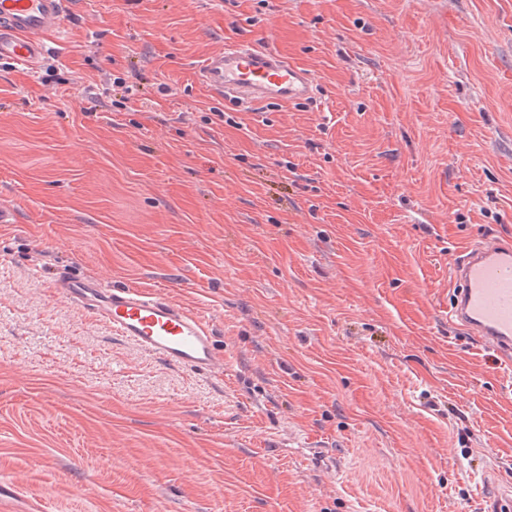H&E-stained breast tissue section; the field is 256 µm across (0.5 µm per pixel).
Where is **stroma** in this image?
Instances as JSON below:
<instances>
[{
    "mask_svg": "<svg viewBox=\"0 0 512 512\" xmlns=\"http://www.w3.org/2000/svg\"><path fill=\"white\" fill-rule=\"evenodd\" d=\"M240 40L315 97L216 98L198 68ZM49 47L0 60V481L48 512L512 487V364L448 321L454 262L512 239V0H70ZM60 264L209 318L223 369L115 337Z\"/></svg>",
    "mask_w": 512,
    "mask_h": 512,
    "instance_id": "obj_1",
    "label": "stroma"
}]
</instances>
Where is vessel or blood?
Here are the masks:
<instances>
[{"mask_svg": "<svg viewBox=\"0 0 512 512\" xmlns=\"http://www.w3.org/2000/svg\"><path fill=\"white\" fill-rule=\"evenodd\" d=\"M68 0H0V59L33 68L48 51L46 37L58 32ZM215 96L242 106L313 98V75L281 56L248 42L225 46L198 70ZM57 295L114 335L168 365L210 373L223 357L211 321L166 294L135 286L115 288L100 279L59 269ZM448 319L479 336L496 353L512 352V245L487 241L468 249L451 272Z\"/></svg>", "mask_w": 512, "mask_h": 512, "instance_id": "b4317fda", "label": "vessel or blood"}]
</instances>
